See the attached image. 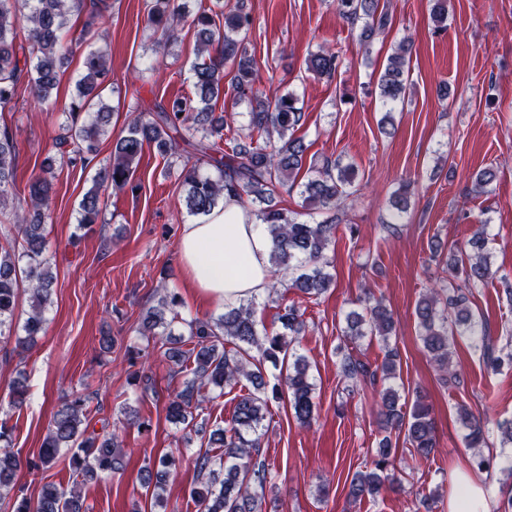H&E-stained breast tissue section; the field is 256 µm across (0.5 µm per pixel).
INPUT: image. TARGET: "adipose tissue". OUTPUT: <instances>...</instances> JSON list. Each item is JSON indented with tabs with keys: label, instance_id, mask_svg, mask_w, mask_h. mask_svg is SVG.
Returning a JSON list of instances; mask_svg holds the SVG:
<instances>
[{
	"label": "adipose tissue",
	"instance_id": "ef3b65f1",
	"mask_svg": "<svg viewBox=\"0 0 512 512\" xmlns=\"http://www.w3.org/2000/svg\"><path fill=\"white\" fill-rule=\"evenodd\" d=\"M270 241L245 200L225 195L224 204L202 220L183 225L182 274L206 302L236 305L265 293L270 281ZM448 512H490L484 486L460 473L452 478Z\"/></svg>",
	"mask_w": 512,
	"mask_h": 512
}]
</instances>
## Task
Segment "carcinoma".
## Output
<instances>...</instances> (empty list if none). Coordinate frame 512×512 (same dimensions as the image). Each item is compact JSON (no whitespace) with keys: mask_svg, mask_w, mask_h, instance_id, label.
<instances>
[{"mask_svg":"<svg viewBox=\"0 0 512 512\" xmlns=\"http://www.w3.org/2000/svg\"><path fill=\"white\" fill-rule=\"evenodd\" d=\"M338 16L363 46H370L377 35L392 26V16L381 0H335ZM71 0H0V104L17 97L20 88L29 90L42 104L52 99L59 82V70L72 53L63 41L70 27ZM191 22L200 57L193 66L196 98L176 97L156 105L152 117L132 118L126 133L112 146L113 160L98 169L92 186L84 194L79 224H94L102 214L108 189L122 190L131 184L144 146L155 145L178 168V179L187 186L186 208L192 215H208L229 192L246 198L254 206L257 221L265 225L270 239L269 263L292 275L289 287L310 298L324 294L333 284V275L322 263L323 252L336 237V219L301 221L278 205L281 190L299 188L303 207L321 212L337 208L353 194L352 165H342L328 157L304 166L307 150L294 132L303 125L305 113L291 93L261 99L255 88L256 60L245 45L256 17L247 0H235L225 7L224 0L199 3L190 13L185 0H146L147 25L163 34L160 45L178 40L179 30ZM409 41H401L388 56L377 78V89L385 113L380 130L394 127V106L405 100L410 88ZM343 63L340 52L320 51L310 55L307 70L318 76H333ZM234 71L235 101H248L246 124L235 128V115L214 116L211 101L224 93V68ZM110 77L105 56L89 51L76 82V94L66 120L60 124L55 147L72 168L85 170L98 156V141L111 123L112 109L101 100V86ZM16 131L0 127V201L7 187L16 182ZM496 173L480 170L474 177L473 191L487 192ZM51 165H33L27 197L14 211L17 238L0 244V342L15 343L27 350L44 332L46 311L51 300L53 275L46 257V223L51 216ZM487 222L482 221L466 244L448 250V284L422 295L415 307L419 337L430 361L442 373L446 384L460 383L452 370L448 337L466 336L470 347L480 353L486 365L495 370L502 361L487 332L469 306L472 290L493 277L488 250ZM26 281L31 291L28 317L14 323L18 285ZM362 310L346 317L344 336H378L389 339L395 331L391 310L383 300L366 291ZM179 295L166 291L141 319L138 334L147 344L161 351L178 373L186 374L183 389L169 400L167 418L174 424H190L193 410L206 401L205 388H234L241 382L252 390L239 396L233 414L222 427L200 425L197 434L208 435V449L191 459L198 483L190 490L198 512H261V492L272 478V468L262 459V421L270 401L287 399L294 418L302 426L315 419V382L305 355L287 339L304 327L295 305L284 308L278 321L279 332L261 331L255 319V302L250 300L224 310L215 321H184L186 336L180 345L170 347L172 325L179 318ZM235 345L226 350L224 343ZM281 365L277 383L267 380L264 363ZM400 355L395 347L386 348L381 365L370 364L349 353L339 361L341 376L354 386H377L396 378ZM25 378L18 376L10 389V409L19 410L26 399ZM90 396L80 395L65 402L54 414L38 457L22 462L12 451H0V490L16 485L22 465L31 470L54 466L62 449L70 452V483L42 485L37 499L14 495L11 512H83V489L99 474L124 468L121 448L113 433L87 432L84 422L90 414ZM379 412L390 427L405 432L415 453L428 456L436 448L434 418L429 404L417 398L410 414L403 412L398 390L389 385L380 391ZM459 417L467 429L466 447L472 450L470 469L481 474L493 465V457L483 453L488 447L487 422L462 409ZM396 449L392 439L383 437L376 451L373 468L353 474L349 495L377 496L387 484L397 480L389 472ZM176 469L175 457L166 454L148 462L139 471V483L154 499L164 502L167 479Z\"/></svg>","mask_w":512,"mask_h":512,"instance_id":"carcinoma-1","label":"carcinoma"}]
</instances>
